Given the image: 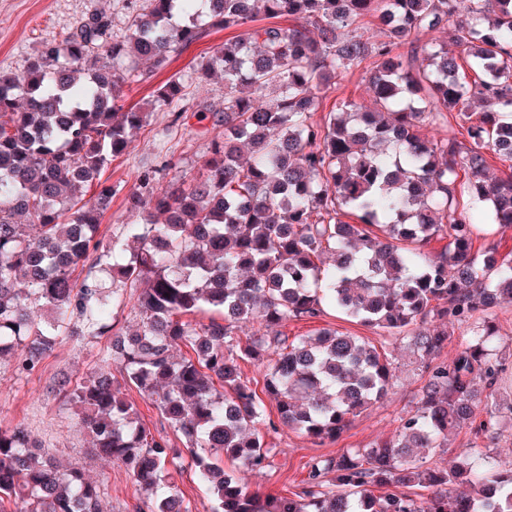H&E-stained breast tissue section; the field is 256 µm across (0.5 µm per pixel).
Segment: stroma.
Wrapping results in <instances>:
<instances>
[{
	"instance_id": "35a3bbf8",
	"label": "stroma",
	"mask_w": 512,
	"mask_h": 512,
	"mask_svg": "<svg viewBox=\"0 0 512 512\" xmlns=\"http://www.w3.org/2000/svg\"><path fill=\"white\" fill-rule=\"evenodd\" d=\"M141 3L142 0H0V72L25 71L42 45L59 42L94 12H105L112 21L113 33L124 34ZM234 35L231 29L210 30L206 37L174 55L164 70L154 72L148 63H140L144 79L126 85V106L142 108L150 117L126 152L113 158L103 173L118 188L98 230L103 241L120 237L124 225L134 221L126 210L125 198L134 185L136 172H149L153 186L159 188L182 175L202 172L212 141L224 136L223 124L212 116L213 110L224 106L223 78L217 76L187 88L178 112L153 108L152 94L170 77L186 74L192 65ZM370 69V63L364 62L338 76L320 105L321 113L338 110L348 100L368 101ZM323 328L362 337L378 351L393 353L395 384L384 401L353 418L336 441L318 444L281 424L263 432L271 449V465L262 473L253 474L234 468L232 462H224L225 470L234 471L250 491L261 496L291 497L300 492L312 459L335 457L349 449L392 439L401 428L402 417L414 411L419 400L424 377L413 355L394 338L332 312L316 320H288L282 331L290 337L311 336ZM109 343L106 336L68 340L30 374L16 371L13 358H1L0 427H25L62 464L83 468L97 481L108 512H133V504L143 494L131 474L120 463L95 458L88 437L78 431L74 408L52 391L61 378L77 381L89 375ZM478 449L507 454L512 449V436L492 441L474 428H465L449 437L445 450L427 455L426 462L431 466H448L473 456ZM171 474L184 506L190 512H208L209 497L190 456H183L172 467Z\"/></svg>"
}]
</instances>
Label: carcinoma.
Returning <instances> with one entry per match:
<instances>
[{
    "mask_svg": "<svg viewBox=\"0 0 512 512\" xmlns=\"http://www.w3.org/2000/svg\"><path fill=\"white\" fill-rule=\"evenodd\" d=\"M259 16L293 24L256 27ZM203 19L239 30L194 67L200 83L224 76V141L204 171L160 192L138 173L126 206L144 222L124 226L134 247H105L97 233L117 189L102 173L149 118L124 109V87L137 60L163 69L201 39ZM110 26L93 13L26 71L0 73V356L31 372L66 340L111 333L116 308L133 304L139 330L59 394L80 411L94 453L143 490L134 512L189 510L168 471L181 451L146 428L127 386L183 436L211 512H512V458L481 455L480 475L468 459L447 469L410 452L444 447L481 406L479 431L502 433L493 396L504 364L483 316L512 304V259L474 249L458 187L466 178L467 204L512 227V0H144L126 34ZM429 33L440 37L399 52ZM460 59L473 81L461 79ZM365 60L372 104L346 102L316 122L319 93ZM184 97L172 77L153 105L174 112ZM446 115L462 139L421 133ZM488 150L508 172L487 176ZM435 239L448 244L432 259ZM97 268L123 287L106 294ZM203 306L222 321H196ZM327 308L408 341L427 375L419 405L397 438L319 459L301 492L261 500L212 456L269 466L259 427L275 423L264 398L282 424L322 444L392 387L391 358L355 336L279 331ZM244 323L258 328L242 342ZM452 342L454 359L436 362ZM182 347L189 353L175 357ZM261 360L259 393L239 362ZM37 447L27 430L0 428V512H102L96 482ZM376 485L400 491L375 496Z\"/></svg>",
    "mask_w": 512,
    "mask_h": 512,
    "instance_id": "1",
    "label": "carcinoma"
}]
</instances>
